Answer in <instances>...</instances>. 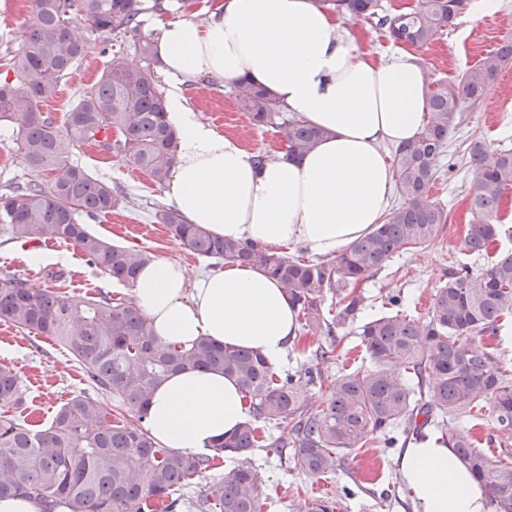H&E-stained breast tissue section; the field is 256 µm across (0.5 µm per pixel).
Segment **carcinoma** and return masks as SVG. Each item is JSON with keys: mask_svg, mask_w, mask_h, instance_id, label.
I'll return each mask as SVG.
<instances>
[{"mask_svg": "<svg viewBox=\"0 0 512 512\" xmlns=\"http://www.w3.org/2000/svg\"><path fill=\"white\" fill-rule=\"evenodd\" d=\"M340 16L377 20L401 45L424 47L448 31L470 0H421L409 11L380 14V0H317ZM141 0H32L22 44L9 60L13 78L0 81V127L11 130L28 167L24 183L0 186V233L35 243L73 244L87 262L128 289L136 286L145 252L112 244L84 219L109 214L120 202L111 185L68 163L85 145L116 152L162 186L175 161L179 136L166 120L165 98L154 66L150 38L142 35ZM112 33L129 38L141 63L111 60L99 79L66 112L63 126L42 112L61 82L83 59L79 34ZM512 64V41L489 52L448 85L426 84V116L418 135L395 148L400 202L383 223L336 257L319 262L217 236L188 224L181 213L155 205L154 218L194 253L256 266L276 279L307 336L356 326L369 366L330 381L310 367L279 375L263 356L200 337L191 346L159 340L132 298L107 294L75 308L48 289L30 288L16 274L0 271V322L37 332L64 346L97 391L115 400L131 418H112L108 403L78 394L42 427L23 424L11 411L23 404L20 380L0 367V500L25 495L41 512H262L258 477L249 455L257 447V423L272 427L268 448L293 449L294 467L309 476L336 471L341 459L379 434L385 445L406 448L428 426L461 422L442 436L456 458L484 487L494 512H512V452L492 460L480 448L466 414L485 402L499 431L512 434V370L492 343L502 320L512 316V250L475 270L458 266L434 295L424 320L399 312L359 322L366 298L357 288L392 259L434 243L449 212L431 200V187L464 105L490 92ZM235 99L253 124L279 129L287 156L309 152L325 131L285 112L264 88L240 80ZM468 162L476 180L469 194L468 252L488 251L506 233L500 218L503 190L512 185V149L472 140ZM51 176L50 186L44 177ZM336 297L327 318L324 301ZM188 367L220 370L237 382L250 418L204 456L159 447L146 424V406L171 374ZM323 384L326 406L309 412L308 388ZM236 460L209 493L186 498L196 479L220 459Z\"/></svg>", "mask_w": 512, "mask_h": 512, "instance_id": "cac0c4a2", "label": "carcinoma"}]
</instances>
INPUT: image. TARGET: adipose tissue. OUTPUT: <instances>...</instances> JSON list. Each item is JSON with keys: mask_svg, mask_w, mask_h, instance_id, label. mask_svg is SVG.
I'll return each mask as SVG.
<instances>
[{"mask_svg": "<svg viewBox=\"0 0 512 512\" xmlns=\"http://www.w3.org/2000/svg\"><path fill=\"white\" fill-rule=\"evenodd\" d=\"M154 40L168 78V120L179 134L168 200L188 223L328 257L380 223L393 184L382 147L422 127L424 76L415 56L376 58L316 0H217L206 21L157 20ZM243 77L325 137L301 158L258 165L184 95L202 78L228 87ZM133 294L168 343L205 336L279 362L297 337L287 294L256 268L228 263L193 281L180 262L158 258L141 269ZM246 417L232 378L189 368L154 391L147 426L160 446L191 456L209 452ZM399 470L413 512H490L480 484L434 434L404 449Z\"/></svg>", "mask_w": 512, "mask_h": 512, "instance_id": "adipose-tissue-1", "label": "adipose tissue"}]
</instances>
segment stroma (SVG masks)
<instances>
[{"mask_svg":"<svg viewBox=\"0 0 512 512\" xmlns=\"http://www.w3.org/2000/svg\"><path fill=\"white\" fill-rule=\"evenodd\" d=\"M213 0H143L140 15L144 33H152L155 20L191 18L201 20L209 13ZM31 0H0V76L5 64L22 43ZM87 54L64 82L58 96L42 104L56 123L79 95L94 84L110 61L100 52L106 36L85 33ZM512 40V0H471L457 25L445 32L430 47L415 54L427 81L455 82L487 52ZM191 107L218 131L235 137L246 149L264 152L280 144L279 134L270 128L251 126L235 102L231 89L220 84L195 83L187 88ZM485 139L495 148L512 149V66L503 69L488 97L465 109L464 120L449 142L441 169L431 189L433 198L445 204L451 216L436 244L395 257L389 265L363 282L367 299L363 319L382 315L388 295L402 293V309L407 316L424 319L431 311L434 294L449 268L466 263L482 267L483 257L467 252L464 236L468 224L467 196L473 187L471 168L463 153L474 139ZM95 177L111 182L123 195L112 213L90 219L92 231L103 239L141 249L152 257L180 261L190 278H199L213 268V260L198 256L174 240L165 225L155 223L153 203H166L167 189L152 183L144 172L119 156L86 146L70 158ZM7 270L35 288L50 287L71 299L105 292L129 296V289L112 281L90 266L79 250L60 242L49 247L41 243L23 244L0 241V271ZM369 358L358 336L351 329H338L332 335L298 336L279 368L292 372L300 365L320 370L323 378L333 379L345 371L368 364ZM0 366L18 374L26 392L25 402L15 415L26 422L46 423L55 410L84 392L96 395L83 370L69 353L51 338L22 333L0 323ZM258 473L263 512H299L301 506L315 500L316 477L305 475L294 466L280 462L274 449L257 448L251 456ZM399 453L384 448L378 439L369 438L364 448L347 456L335 473L329 474L331 500L336 512H412L411 493L399 475Z\"/></svg>","mask_w":512,"mask_h":512,"instance_id":"obj_1","label":"stroma"}]
</instances>
